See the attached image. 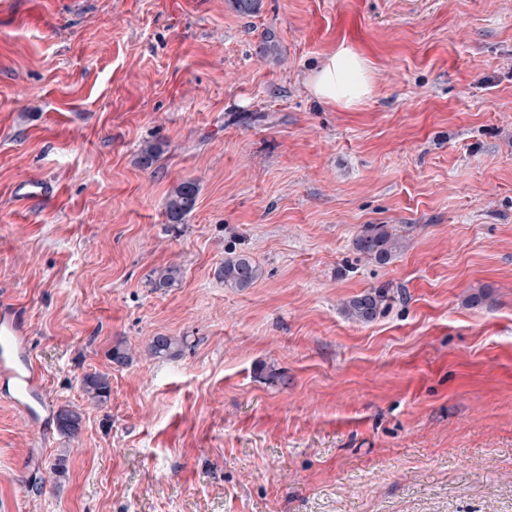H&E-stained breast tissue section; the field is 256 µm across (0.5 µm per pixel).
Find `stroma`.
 <instances>
[{
    "label": "stroma",
    "instance_id": "1",
    "mask_svg": "<svg viewBox=\"0 0 512 512\" xmlns=\"http://www.w3.org/2000/svg\"><path fill=\"white\" fill-rule=\"evenodd\" d=\"M342 44L373 67L352 109L307 86ZM366 224L404 251L359 255ZM232 251L263 279L225 287ZM380 287L383 316L344 317ZM2 292L84 422L70 440L0 397V512H512V0H0ZM158 334L181 355L151 358ZM199 188L194 180L186 179L176 184L165 199V214L169 224H182L196 207ZM183 271L177 264L154 269L150 274L149 285L154 290L173 288L182 279ZM388 299V292L385 289H369L348 298L342 310L350 321L368 324L384 312L388 306ZM81 390L88 403L97 407L103 406L111 394L109 374L104 372L86 373L81 382Z\"/></svg>",
    "mask_w": 512,
    "mask_h": 512
}]
</instances>
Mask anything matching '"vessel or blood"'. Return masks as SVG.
Returning a JSON list of instances; mask_svg holds the SVG:
<instances>
[{
    "label": "vessel or blood",
    "instance_id": "1",
    "mask_svg": "<svg viewBox=\"0 0 512 512\" xmlns=\"http://www.w3.org/2000/svg\"><path fill=\"white\" fill-rule=\"evenodd\" d=\"M28 344L27 327L13 305L0 300V383L8 387L6 398L11 405L44 424L49 419V403Z\"/></svg>",
    "mask_w": 512,
    "mask_h": 512
}]
</instances>
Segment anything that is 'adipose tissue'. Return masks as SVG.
Returning <instances> with one entry per match:
<instances>
[{
    "label": "adipose tissue",
    "instance_id": "adipose-tissue-1",
    "mask_svg": "<svg viewBox=\"0 0 512 512\" xmlns=\"http://www.w3.org/2000/svg\"><path fill=\"white\" fill-rule=\"evenodd\" d=\"M308 86L317 98L351 108L371 95L373 68L366 58L342 44L323 57Z\"/></svg>",
    "mask_w": 512,
    "mask_h": 512
}]
</instances>
